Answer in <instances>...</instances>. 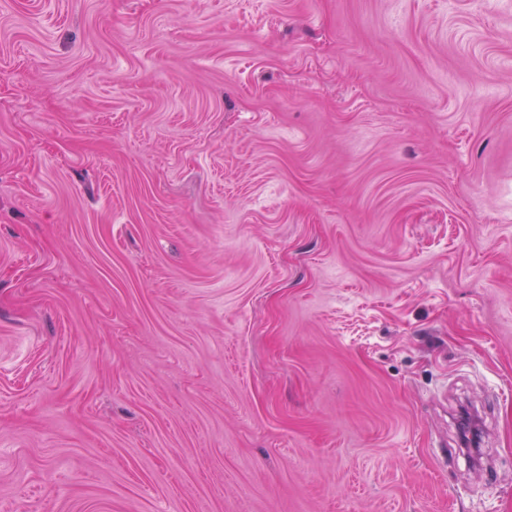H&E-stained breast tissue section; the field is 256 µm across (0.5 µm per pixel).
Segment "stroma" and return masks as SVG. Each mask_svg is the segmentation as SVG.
Wrapping results in <instances>:
<instances>
[{"label":"stroma","instance_id":"stroma-1","mask_svg":"<svg viewBox=\"0 0 512 512\" xmlns=\"http://www.w3.org/2000/svg\"><path fill=\"white\" fill-rule=\"evenodd\" d=\"M512 0H0V512H512Z\"/></svg>","mask_w":512,"mask_h":512}]
</instances>
